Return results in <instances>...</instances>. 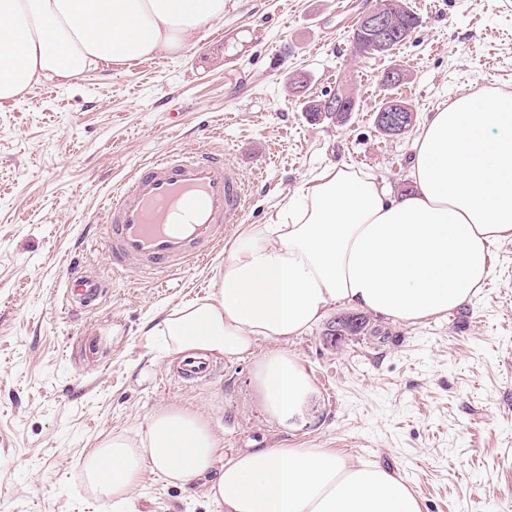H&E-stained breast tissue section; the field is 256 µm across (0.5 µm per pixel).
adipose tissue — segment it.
I'll list each match as a JSON object with an SVG mask.
<instances>
[{"mask_svg":"<svg viewBox=\"0 0 512 512\" xmlns=\"http://www.w3.org/2000/svg\"><path fill=\"white\" fill-rule=\"evenodd\" d=\"M226 0H0V100L68 84L103 63L166 50L224 16ZM414 189L393 197L350 166L316 176L298 202L248 226L205 296L173 307L151 330L174 354L240 357L257 340L285 341L341 302L417 320L471 300L495 248L512 241V93L458 97L431 113L414 145ZM258 380L267 410L284 416L308 379L281 351ZM218 439L198 413L154 412L138 439L112 434L80 462L115 503L144 469L186 484L209 474ZM222 512H420L400 478L325 448H257L214 481Z\"/></svg>","mask_w":512,"mask_h":512,"instance_id":"obj_1","label":"adipose tissue"}]
</instances>
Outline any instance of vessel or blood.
I'll list each match as a JSON object with an SVG mask.
<instances>
[{
    "label": "vessel or blood",
    "mask_w": 512,
    "mask_h": 512,
    "mask_svg": "<svg viewBox=\"0 0 512 512\" xmlns=\"http://www.w3.org/2000/svg\"><path fill=\"white\" fill-rule=\"evenodd\" d=\"M245 207L244 187L223 156L166 152L133 169L107 210V250L115 266L138 273L168 272L207 256ZM98 276L70 281L67 292L83 303L97 299ZM208 357H183L173 366L181 382L202 384L215 374Z\"/></svg>",
    "instance_id": "vessel-or-blood-1"
}]
</instances>
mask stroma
Returning <instances> with one entry per match:
<instances>
[{"label": "stroma", "instance_id": "obj_1", "mask_svg": "<svg viewBox=\"0 0 512 512\" xmlns=\"http://www.w3.org/2000/svg\"><path fill=\"white\" fill-rule=\"evenodd\" d=\"M376 0H228L221 21L185 49L140 65L106 63L68 86L0 101V512H113L78 462L107 435L138 438L158 409L199 412L218 464L255 448H329L404 479L420 512H512V241L482 291L445 315L406 321L372 312L338 347L334 304L304 334L258 340L217 359L201 385L171 377L173 354L148 330L205 295L247 225L267 223L322 169L352 166L412 187L413 144L427 116L466 94L512 92V0H403L419 25L390 54L355 55L354 17ZM411 129L381 135L380 72ZM301 90H294V83ZM347 88L344 123L311 121L301 103ZM168 151L223 154L247 207L222 248L153 278L113 270L103 201L140 163ZM99 274L89 305L69 306V275ZM280 349L309 390L285 419L256 381ZM212 477L168 484L144 470L125 512H218Z\"/></svg>", "mask_w": 512, "mask_h": 512}]
</instances>
